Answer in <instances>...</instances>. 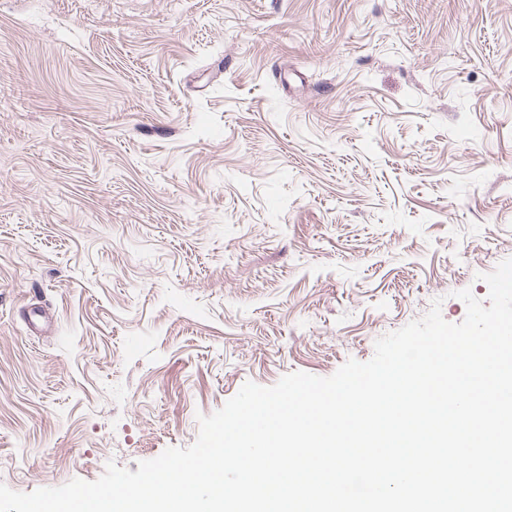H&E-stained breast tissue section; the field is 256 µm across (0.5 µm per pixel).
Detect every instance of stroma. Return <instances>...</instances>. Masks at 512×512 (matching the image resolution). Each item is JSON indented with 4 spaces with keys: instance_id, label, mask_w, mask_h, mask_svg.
<instances>
[{
    "instance_id": "stroma-1",
    "label": "stroma",
    "mask_w": 512,
    "mask_h": 512,
    "mask_svg": "<svg viewBox=\"0 0 512 512\" xmlns=\"http://www.w3.org/2000/svg\"><path fill=\"white\" fill-rule=\"evenodd\" d=\"M512 258V0H0V482L192 445Z\"/></svg>"
}]
</instances>
